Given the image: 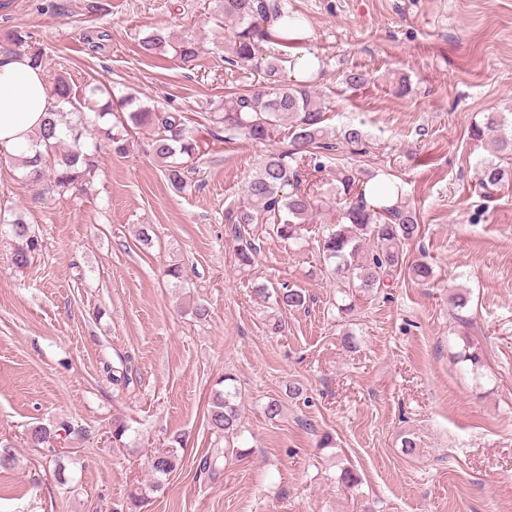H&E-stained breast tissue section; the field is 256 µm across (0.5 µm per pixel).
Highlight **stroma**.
I'll use <instances>...</instances> for the list:
<instances>
[{"label": "stroma", "mask_w": 512, "mask_h": 512, "mask_svg": "<svg viewBox=\"0 0 512 512\" xmlns=\"http://www.w3.org/2000/svg\"><path fill=\"white\" fill-rule=\"evenodd\" d=\"M213 0H0V37L30 32L46 77L64 72L203 121L232 88ZM305 21L313 78L330 127L352 123L365 155L336 164L385 172L422 226L409 258L427 254L426 284L401 275L355 295L340 319L342 282L319 260L331 210L312 218L305 244L264 235L255 264L234 263L224 210L282 139L244 137L203 148L196 186L175 192L135 136L129 154L99 152L84 191L59 196L0 163V205L14 207L44 247L24 270L0 229V440L14 468L0 471V512H512V185H477L490 143L471 136L484 114L512 117V0H288ZM155 28L196 37L199 56L140 54ZM366 74L359 90L348 72ZM406 95L395 94L398 83ZM148 229L151 244L139 239ZM181 266L183 281L166 271ZM303 289L285 310L255 288ZM470 295L461 317L453 292ZM205 305L207 318L192 309ZM467 327H460L459 318ZM286 324L272 334L275 320ZM353 334L355 348L343 345ZM478 347L479 367L459 361ZM125 371L130 385L114 382ZM241 392L244 457L207 409L224 375ZM301 399L286 398L288 384ZM281 400L267 419L264 407ZM125 422L124 447L112 424ZM61 424L58 447L25 432ZM418 446L405 453L401 441ZM331 447H319L322 435ZM172 447L179 467L150 492L149 459ZM356 470L357 490L338 482Z\"/></svg>", "instance_id": "obj_1"}]
</instances>
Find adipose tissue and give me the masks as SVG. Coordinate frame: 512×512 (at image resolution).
I'll return each instance as SVG.
<instances>
[{
  "instance_id": "obj_1",
  "label": "adipose tissue",
  "mask_w": 512,
  "mask_h": 512,
  "mask_svg": "<svg viewBox=\"0 0 512 512\" xmlns=\"http://www.w3.org/2000/svg\"><path fill=\"white\" fill-rule=\"evenodd\" d=\"M52 105L42 70L23 56L0 62V148L16 155L27 151Z\"/></svg>"
}]
</instances>
